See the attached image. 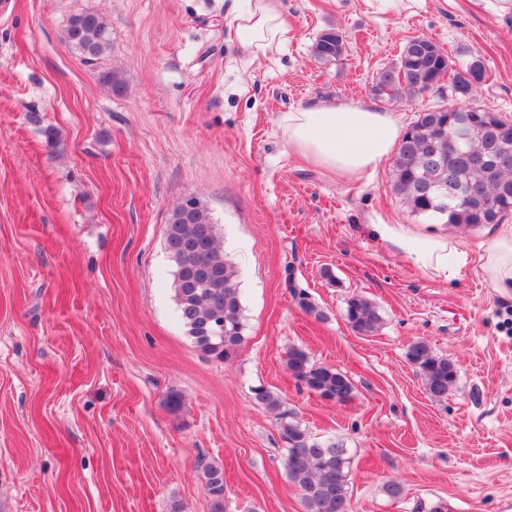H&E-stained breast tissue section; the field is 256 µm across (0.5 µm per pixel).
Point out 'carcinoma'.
I'll use <instances>...</instances> for the list:
<instances>
[{"mask_svg":"<svg viewBox=\"0 0 512 512\" xmlns=\"http://www.w3.org/2000/svg\"><path fill=\"white\" fill-rule=\"evenodd\" d=\"M65 42L86 62L99 60L110 46L107 20L92 11L74 15ZM345 49L343 33L330 29L317 39L313 52L322 60L337 61ZM486 75L480 55L458 63L424 36L407 41L397 63L378 75L374 92L390 100H412L448 80V107L419 112L393 159L392 188L411 214L468 228L501 224L512 215V120L492 108L473 107L466 140L457 150L451 145L457 129L455 103L473 98ZM164 245L174 264L176 310L195 348L209 359H232L244 342L240 272L225 258L207 204L196 198L191 206L185 201L177 205L165 225ZM344 317L364 336L382 325L377 306L362 296L348 299ZM406 357L432 398L448 396L458 379L451 359L422 340L409 346ZM285 364L310 392L341 403L352 398L350 379L330 365L312 362L304 349L290 348ZM251 399L276 416L288 480L299 492L303 512H351L348 449L316 442L297 414L267 387H252ZM203 480L211 512H224V468L205 466Z\"/></svg>","mask_w":512,"mask_h":512,"instance_id":"1","label":"carcinoma"}]
</instances>
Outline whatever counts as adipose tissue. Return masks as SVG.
<instances>
[{"label": "adipose tissue", "mask_w": 512, "mask_h": 512, "mask_svg": "<svg viewBox=\"0 0 512 512\" xmlns=\"http://www.w3.org/2000/svg\"><path fill=\"white\" fill-rule=\"evenodd\" d=\"M232 23L241 48L255 57L288 41L279 0H251L246 10L234 11ZM278 124L290 153L343 180L374 172L399 139L397 116L371 104L313 102L282 113ZM371 225L383 241L433 276L447 277L452 262L467 260L453 234L418 231L381 216ZM476 264L492 288L512 295V228L493 237Z\"/></svg>", "instance_id": "ef3b65f1"}]
</instances>
